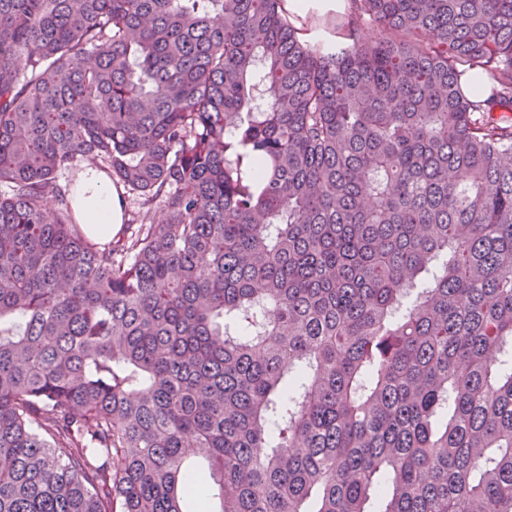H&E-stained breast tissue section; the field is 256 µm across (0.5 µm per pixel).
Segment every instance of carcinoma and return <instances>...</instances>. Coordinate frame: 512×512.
<instances>
[{"label":"carcinoma","mask_w":512,"mask_h":512,"mask_svg":"<svg viewBox=\"0 0 512 512\" xmlns=\"http://www.w3.org/2000/svg\"><path fill=\"white\" fill-rule=\"evenodd\" d=\"M350 2L0 0V512H512V0ZM87 162H82L85 167ZM74 204L81 208V223L91 237H113L123 224L125 201L120 192L98 174L93 166L85 167L77 183L70 186ZM115 236V235H114ZM210 491L203 492L198 498L189 501L185 509L190 512H218L220 510L219 488L213 480Z\"/></svg>","instance_id":"1"}]
</instances>
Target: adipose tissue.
<instances>
[{
    "label": "adipose tissue",
    "instance_id": "ef3b65f1",
    "mask_svg": "<svg viewBox=\"0 0 512 512\" xmlns=\"http://www.w3.org/2000/svg\"><path fill=\"white\" fill-rule=\"evenodd\" d=\"M70 193L81 208V222L89 236L107 237L119 232L125 201L93 166H86L78 182L71 186Z\"/></svg>",
    "mask_w": 512,
    "mask_h": 512
}]
</instances>
